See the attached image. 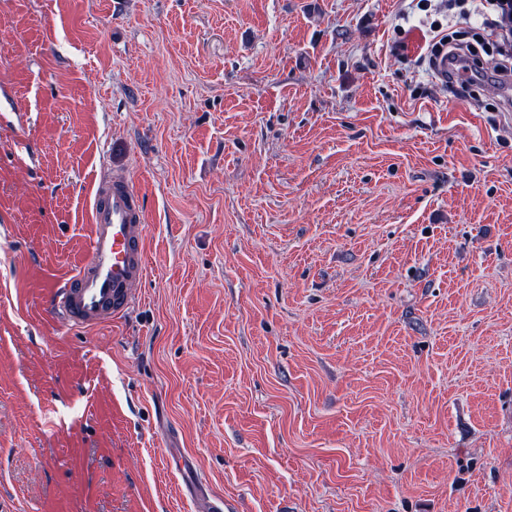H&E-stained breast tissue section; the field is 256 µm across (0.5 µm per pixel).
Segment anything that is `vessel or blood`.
I'll use <instances>...</instances> for the list:
<instances>
[{
	"label": "vessel or blood",
	"instance_id": "obj_1",
	"mask_svg": "<svg viewBox=\"0 0 512 512\" xmlns=\"http://www.w3.org/2000/svg\"><path fill=\"white\" fill-rule=\"evenodd\" d=\"M90 222L85 260L50 296L54 315L81 326H96L123 312L147 272L145 211L127 180L99 185Z\"/></svg>",
	"mask_w": 512,
	"mask_h": 512
}]
</instances>
